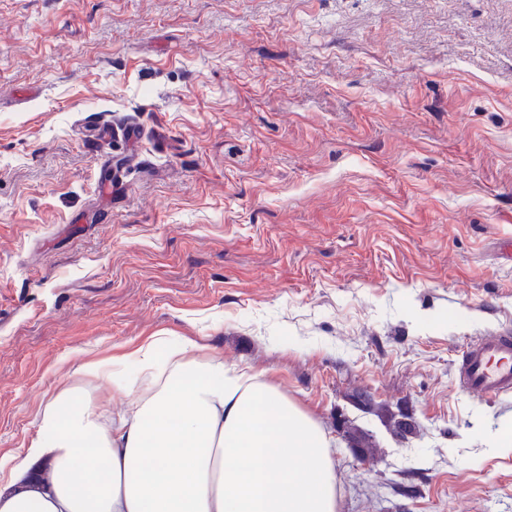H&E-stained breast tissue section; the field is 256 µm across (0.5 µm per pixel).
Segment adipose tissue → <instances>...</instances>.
Segmentation results:
<instances>
[{"label": "adipose tissue", "mask_w": 512, "mask_h": 512, "mask_svg": "<svg viewBox=\"0 0 512 512\" xmlns=\"http://www.w3.org/2000/svg\"><path fill=\"white\" fill-rule=\"evenodd\" d=\"M184 338L81 364L128 406L108 418L66 388L0 476V512H337L331 439L261 375L188 357ZM136 363L137 377L126 367Z\"/></svg>", "instance_id": "1"}]
</instances>
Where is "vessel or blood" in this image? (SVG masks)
Masks as SVG:
<instances>
[{
    "mask_svg": "<svg viewBox=\"0 0 512 512\" xmlns=\"http://www.w3.org/2000/svg\"><path fill=\"white\" fill-rule=\"evenodd\" d=\"M457 383L485 398L512 393V334L497 332L471 340L460 355Z\"/></svg>",
    "mask_w": 512,
    "mask_h": 512,
    "instance_id": "b4317fda",
    "label": "vessel or blood"
}]
</instances>
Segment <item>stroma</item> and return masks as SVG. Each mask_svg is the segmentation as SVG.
<instances>
[{
    "instance_id": "35a3bbf8",
    "label": "stroma",
    "mask_w": 512,
    "mask_h": 512,
    "mask_svg": "<svg viewBox=\"0 0 512 512\" xmlns=\"http://www.w3.org/2000/svg\"><path fill=\"white\" fill-rule=\"evenodd\" d=\"M510 240L512 0H0V459L187 337L323 426L339 512H512V394L455 381ZM362 409L367 412H375L385 416L387 418V421L389 422V426L392 427L394 431H397L401 427V419H406L410 421V423L408 424L410 425V428L414 435H416L420 431L419 426L417 422L413 419V417L407 413H404L402 410H399V414H395L390 411L388 406L376 403L374 402L373 399L368 400L364 405V408Z\"/></svg>"
}]
</instances>
